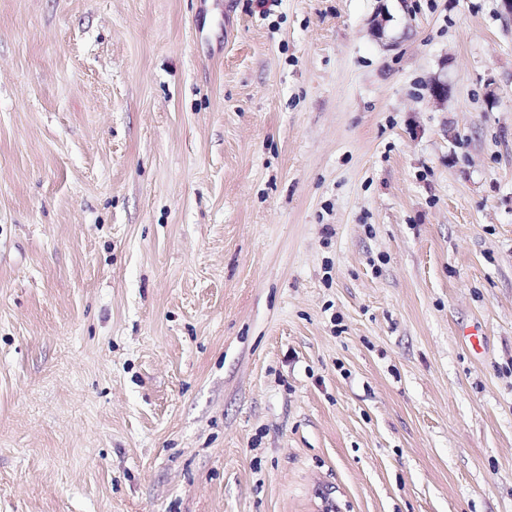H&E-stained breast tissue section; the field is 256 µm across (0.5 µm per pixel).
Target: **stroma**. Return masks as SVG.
I'll use <instances>...</instances> for the list:
<instances>
[{
	"mask_svg": "<svg viewBox=\"0 0 512 512\" xmlns=\"http://www.w3.org/2000/svg\"><path fill=\"white\" fill-rule=\"evenodd\" d=\"M0 512H512L502 0H0Z\"/></svg>",
	"mask_w": 512,
	"mask_h": 512,
	"instance_id": "1",
	"label": "stroma"
}]
</instances>
